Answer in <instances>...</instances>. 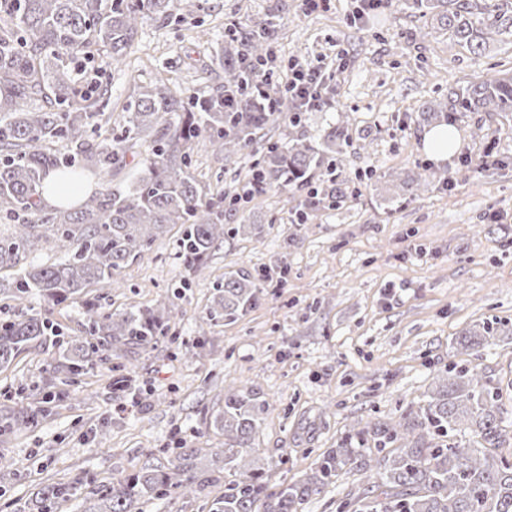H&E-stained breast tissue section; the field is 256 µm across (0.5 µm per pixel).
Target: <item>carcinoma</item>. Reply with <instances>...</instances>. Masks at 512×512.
I'll return each instance as SVG.
<instances>
[{"label": "carcinoma", "instance_id": "1", "mask_svg": "<svg viewBox=\"0 0 512 512\" xmlns=\"http://www.w3.org/2000/svg\"><path fill=\"white\" fill-rule=\"evenodd\" d=\"M436 22L449 41L477 54L494 37L512 39V0H392ZM174 0H0V371L31 349L52 350L48 372L63 373L69 386L95 367L113 370L122 346L146 349L171 331L173 308L114 310L87 301L93 291L120 287L130 263L153 251L175 227L179 255L195 268L228 235L251 233L240 215L239 193L216 192L191 173L194 147L206 142L225 160L256 144L245 184L259 180L280 193L310 192V172L327 156L336 159L347 142L330 128L322 149L295 133L298 104L272 82L254 94L244 81L255 65L270 61L276 30L268 19L236 27L213 61L224 85L209 94L186 96L167 77L137 87L122 107L123 124L89 137L98 117L100 91L80 97L75 73L95 63L94 47L106 48L119 63L129 55L139 26L165 21ZM288 113L287 131L262 140L259 131ZM459 112H512V69L477 84L448 90L444 100L422 106L420 120L446 125ZM137 173L112 189V177L129 166ZM93 172L100 190L74 206L49 208L42 199L52 171L80 187ZM61 255L58 262L25 263L36 252ZM260 279L231 273L214 289L210 322H233L253 306ZM38 296L49 304L83 301L84 335L65 336L60 323L33 311ZM501 387L474 368L453 367L433 377L425 404L398 420L349 433L323 452L305 479L269 486L253 437L266 400L251 388L224 393V409L204 413L224 434V448L212 457L209 475L195 451L171 449L168 466L143 467L95 483L51 482L17 512H59L73 498L81 512H139L141 502L177 501L198 486L224 480V492L208 512H303L305 504L343 472L366 475L367 484L346 494L337 512H512V439L503 426ZM21 406L0 436L37 424L42 411L24 404L23 390L4 391Z\"/></svg>", "mask_w": 512, "mask_h": 512}]
</instances>
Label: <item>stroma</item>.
Returning <instances> with one entry per match:
<instances>
[{"label": "stroma", "instance_id": "1", "mask_svg": "<svg viewBox=\"0 0 512 512\" xmlns=\"http://www.w3.org/2000/svg\"><path fill=\"white\" fill-rule=\"evenodd\" d=\"M271 2L199 0L171 23L145 21L126 65L97 61L109 89L104 112L122 121L137 86L159 72L186 94L214 91L224 72L212 53L227 26L264 16ZM285 2L274 19L280 69L298 60L337 73L327 105L305 113L300 131L316 145L329 126H345L340 162L315 172L335 180L343 197L303 224L296 214L305 194L255 197L245 213L262 218L261 232L226 236L193 273L178 259L173 233L126 266L112 306L175 298L176 335L191 352L177 355L162 341L123 354L151 395L146 406L120 408L108 370L77 377L36 428L0 444L14 460L0 472V512H16L56 480L166 465L162 447L197 449L200 466L210 467L224 437L203 413L222 408L232 387L253 388L268 403L255 442L273 484L301 479L350 430L424 404L435 373L455 364L477 366L499 384L512 424V121L457 114L456 145L442 160L426 150L429 128L416 121L423 102L511 68L512 43L494 40L475 55L438 32L418 38L424 21L408 12L381 8L357 21L355 0L313 13L302 0ZM490 142L494 155L481 162ZM466 149L475 161L464 167L456 159ZM252 161L246 149L224 166L201 145L192 173L215 191ZM425 163L446 173L448 184L402 194L400 184ZM239 269L264 275L258 301L235 322L210 324L206 307L217 282ZM492 322L499 334L477 355L465 354L462 336Z\"/></svg>", "mask_w": 512, "mask_h": 512}]
</instances>
